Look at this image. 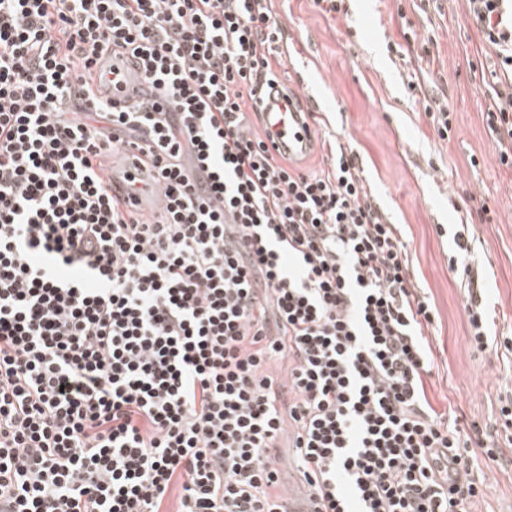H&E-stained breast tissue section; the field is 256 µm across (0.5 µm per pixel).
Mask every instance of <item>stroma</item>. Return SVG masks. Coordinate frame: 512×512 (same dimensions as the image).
<instances>
[{"label":"stroma","instance_id":"1","mask_svg":"<svg viewBox=\"0 0 512 512\" xmlns=\"http://www.w3.org/2000/svg\"><path fill=\"white\" fill-rule=\"evenodd\" d=\"M343 13L314 0H274L288 47L284 88L315 98L316 138L359 153L375 203L408 243L414 283L437 310L426 332L433 354V406L461 427L501 430L500 397L512 396V353L474 350L464 305L469 282L495 306L493 336L512 337V167L499 163L486 121L496 56L466 0H344ZM451 112L439 138L424 112ZM465 227V269L449 270L452 235ZM502 459L478 457L484 483L476 512H512V443Z\"/></svg>","mask_w":512,"mask_h":512}]
</instances>
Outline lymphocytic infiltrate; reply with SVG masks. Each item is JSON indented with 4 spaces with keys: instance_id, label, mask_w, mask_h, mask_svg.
Returning a JSON list of instances; mask_svg holds the SVG:
<instances>
[{
    "instance_id": "1",
    "label": "lymphocytic infiltrate",
    "mask_w": 512,
    "mask_h": 512,
    "mask_svg": "<svg viewBox=\"0 0 512 512\" xmlns=\"http://www.w3.org/2000/svg\"><path fill=\"white\" fill-rule=\"evenodd\" d=\"M467 2L505 165L512 0ZM284 37L272 0H0V512H289L284 439L323 512L482 497L464 451L498 442L428 398L435 314L355 151L301 171L244 109ZM130 151L149 218L108 164ZM281 446L282 448H276L274 454L279 459V467L282 471L281 492L288 496V494H295L299 490V486L295 479L296 470L292 459V448H287L286 441H283Z\"/></svg>"
}]
</instances>
